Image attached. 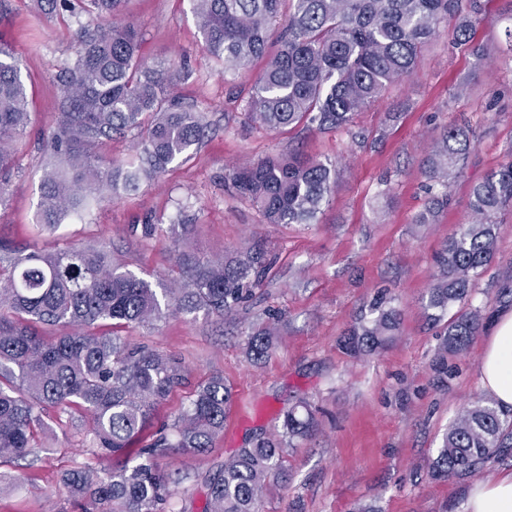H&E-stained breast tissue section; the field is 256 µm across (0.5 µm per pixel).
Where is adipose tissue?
<instances>
[{
	"label": "adipose tissue",
	"instance_id": "ef3b65f1",
	"mask_svg": "<svg viewBox=\"0 0 512 512\" xmlns=\"http://www.w3.org/2000/svg\"><path fill=\"white\" fill-rule=\"evenodd\" d=\"M479 379L482 389L504 410L512 409V311L499 314L484 343ZM468 512H512V471L473 485Z\"/></svg>",
	"mask_w": 512,
	"mask_h": 512
}]
</instances>
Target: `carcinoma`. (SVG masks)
I'll return each mask as SVG.
<instances>
[{"label": "carcinoma", "instance_id": "carcinoma-1", "mask_svg": "<svg viewBox=\"0 0 512 512\" xmlns=\"http://www.w3.org/2000/svg\"><path fill=\"white\" fill-rule=\"evenodd\" d=\"M35 2L39 22L77 6L101 19L80 30L74 58L59 74L64 96L58 120L41 137L46 152L63 163L42 187L40 223L53 231L66 214L110 191H134L174 161L189 159L203 137L205 117L172 95L180 78L174 65L141 62L140 30L124 18L129 0ZM283 2L191 0L202 42L224 63V73L264 61L247 104L250 121L290 132L348 127L389 84L415 73L442 20L452 24L455 43L469 45L484 11L482 0H289L285 14ZM28 120L19 60L0 40V206ZM135 130V159L116 164L99 154L112 137ZM470 147L469 130L460 126L446 128L436 141L423 174L437 191L416 223L429 224L448 209V185L463 176ZM229 180L268 224L317 223L335 184L327 164L298 150L235 168ZM507 207L512 209V160L470 185V219L434 257L423 311L427 323L441 327L437 372L443 378L448 353L465 349L481 320L477 310L451 317L448 311L469 300L479 270L493 259L497 216ZM187 230L186 224H146L143 236L177 243ZM179 265L185 278L178 287L155 288L113 263L103 244L42 251L0 242V465L27 455L53 416L79 407L90 417L96 451L115 458L103 476L88 469L63 477L71 495L86 501L85 512H167L180 479L163 471L157 458L169 448L200 453L213 447L224 431L231 388L219 375L198 384L177 419L133 453L131 445L143 440L158 406L185 383V370L175 357L100 327L201 309L222 315L252 295L272 262L265 244L255 241L217 259L183 251ZM58 328L64 333L47 335ZM399 329V311L381 297L364 308L342 346L354 357L376 353ZM277 333L274 322L256 327L248 358L263 359ZM316 426L305 400L282 411L274 432L255 437L224 462L207 484L202 512H256L269 479L283 473L286 449ZM511 447L512 419L492 403H477L448 429L432 474H471Z\"/></svg>", "mask_w": 512, "mask_h": 512}]
</instances>
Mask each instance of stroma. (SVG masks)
Returning <instances> with one entry per match:
<instances>
[{
	"mask_svg": "<svg viewBox=\"0 0 512 512\" xmlns=\"http://www.w3.org/2000/svg\"><path fill=\"white\" fill-rule=\"evenodd\" d=\"M487 18L476 43L495 56L479 59L453 44L441 24L412 78L391 84L346 129L277 133L249 124L246 101L261 64L236 74L203 46L190 0H130L127 10L142 34L145 63L174 64L175 93L202 112L204 139L187 161L130 195L89 203L55 232L40 222L45 167L52 158L39 136L58 113L57 75L73 57L81 27L95 16L36 22L32 0H8L0 39L11 44L28 88L30 121L15 157L0 210V238L53 251L107 243L114 262L150 282L177 277V249L221 257L255 239L276 261L251 300L216 316L197 311L123 329L124 340L178 357L189 386L175 389L155 414L173 422L195 384L222 375L233 391L223 434L208 452L168 449L160 467L179 477L173 512H201L207 477L217 473L253 434L273 431L274 413L298 400L318 410L319 427L285 453V474L271 480L258 512H465L471 485L512 470V448L502 449L476 474L436 479L431 464L460 410L487 395L479 383L482 344L493 316L512 309V212L498 217L497 251L477 278L469 309L482 320L463 351L449 354L448 378L435 371L440 339L427 325L422 298L434 254L467 217L469 186L512 157V59L504 54L512 28V0H483ZM468 124L471 149L464 178L451 182L452 204L434 224L415 223L427 201L421 167L445 126ZM293 149L336 166L334 191L315 224H268L227 179L235 166ZM184 223L182 246L142 238L145 224ZM402 313L399 336L381 352L352 358L341 334L378 293ZM278 315V336L260 365L246 357L253 326ZM82 411L69 410L40 435L24 458L0 467V512H81L63 474L112 468L92 452Z\"/></svg>",
	"mask_w": 512,
	"mask_h": 512,
	"instance_id": "1",
	"label": "stroma"
}]
</instances>
